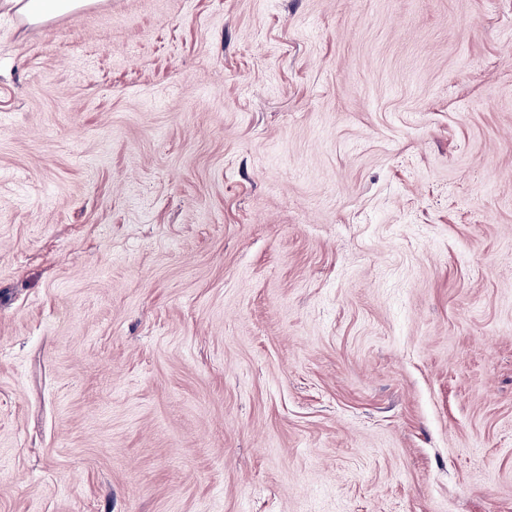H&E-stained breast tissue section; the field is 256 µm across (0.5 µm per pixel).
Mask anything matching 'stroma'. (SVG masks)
<instances>
[{
	"instance_id": "1",
	"label": "stroma",
	"mask_w": 512,
	"mask_h": 512,
	"mask_svg": "<svg viewBox=\"0 0 512 512\" xmlns=\"http://www.w3.org/2000/svg\"><path fill=\"white\" fill-rule=\"evenodd\" d=\"M0 512H512V0L0 6Z\"/></svg>"
}]
</instances>
